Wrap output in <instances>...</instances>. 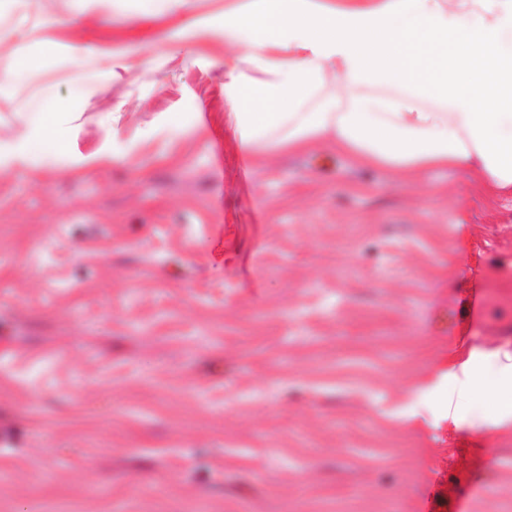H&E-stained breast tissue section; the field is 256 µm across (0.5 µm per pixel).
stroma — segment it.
Wrapping results in <instances>:
<instances>
[{"label": "stroma", "mask_w": 512, "mask_h": 512, "mask_svg": "<svg viewBox=\"0 0 512 512\" xmlns=\"http://www.w3.org/2000/svg\"><path fill=\"white\" fill-rule=\"evenodd\" d=\"M156 8L0 0L2 73L89 19L125 62L65 49L0 88L6 137L77 110L64 151L0 167V512H512V200L323 146L251 163L223 32ZM455 346L499 350L489 403L439 383Z\"/></svg>", "instance_id": "35a3bbf8"}]
</instances>
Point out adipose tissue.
I'll return each mask as SVG.
<instances>
[{"label": "adipose tissue", "instance_id": "obj_1", "mask_svg": "<svg viewBox=\"0 0 512 512\" xmlns=\"http://www.w3.org/2000/svg\"><path fill=\"white\" fill-rule=\"evenodd\" d=\"M216 25L238 49L216 69L250 154L327 144L406 183L461 168L480 192L512 196V0H225ZM65 118L43 97L21 116L22 139H0V163L63 148ZM495 357L471 350L441 377L483 397L481 366Z\"/></svg>", "mask_w": 512, "mask_h": 512}]
</instances>
